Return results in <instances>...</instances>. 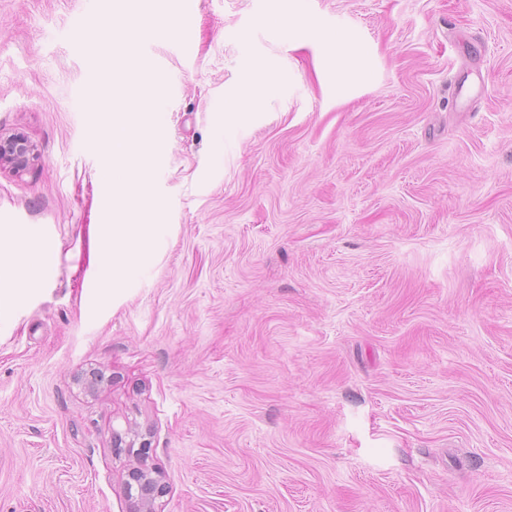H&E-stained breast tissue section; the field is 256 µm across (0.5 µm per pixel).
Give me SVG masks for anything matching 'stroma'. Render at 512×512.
Segmentation results:
<instances>
[{
  "mask_svg": "<svg viewBox=\"0 0 512 512\" xmlns=\"http://www.w3.org/2000/svg\"><path fill=\"white\" fill-rule=\"evenodd\" d=\"M103 2L0 0V133L37 147L0 169V289L54 248L0 314V512H130L128 426L158 512H512V0H145L118 97L77 46ZM319 30L366 82L336 95ZM94 89L166 111L156 256L112 298ZM146 70V64L133 53H125L118 63L113 66L112 82L115 87L127 86L130 77L142 74ZM272 92V85L263 77L262 69L255 68L251 76L239 88L235 102L231 106V115L236 124H246L257 114L267 97ZM52 251L53 248L48 246L37 251L23 252L15 255V282L19 287L14 288L15 291L33 287L39 282Z\"/></svg>",
  "mask_w": 512,
  "mask_h": 512,
  "instance_id": "obj_1",
  "label": "stroma"
}]
</instances>
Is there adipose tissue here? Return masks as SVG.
I'll return each mask as SVG.
<instances>
[{
  "mask_svg": "<svg viewBox=\"0 0 512 512\" xmlns=\"http://www.w3.org/2000/svg\"><path fill=\"white\" fill-rule=\"evenodd\" d=\"M316 40L321 53L336 65L337 92L367 79L365 59L355 42L325 32L318 33ZM271 92L261 69H253L231 107L234 122H250ZM87 108L102 114L106 124L104 148L110 162L103 166L101 175L112 188V221L98 230L95 266L103 288L117 293L133 283L154 256L156 226L149 167L157 155L156 131L163 115L152 98L144 99L139 111L117 112L94 93Z\"/></svg>",
  "mask_w": 512,
  "mask_h": 512,
  "instance_id": "1",
  "label": "adipose tissue"
}]
</instances>
